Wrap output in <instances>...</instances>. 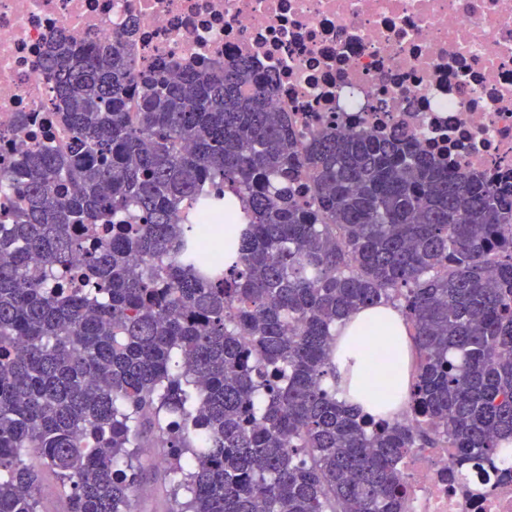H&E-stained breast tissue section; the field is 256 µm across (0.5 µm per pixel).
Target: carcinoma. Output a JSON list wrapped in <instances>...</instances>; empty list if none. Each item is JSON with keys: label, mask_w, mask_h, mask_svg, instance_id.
<instances>
[{"label": "carcinoma", "mask_w": 512, "mask_h": 512, "mask_svg": "<svg viewBox=\"0 0 512 512\" xmlns=\"http://www.w3.org/2000/svg\"><path fill=\"white\" fill-rule=\"evenodd\" d=\"M70 150L0 168V512H128L149 435L169 512H402L410 448L512 451V188L363 132L301 145L267 80L45 54ZM309 169L314 205L297 183ZM391 305L416 430L336 398V327ZM43 512H63L67 508L66 494L56 478L50 473H43L38 487Z\"/></svg>", "instance_id": "obj_1"}]
</instances>
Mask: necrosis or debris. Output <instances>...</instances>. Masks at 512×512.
Wrapping results in <instances>:
<instances>
[{"mask_svg": "<svg viewBox=\"0 0 512 512\" xmlns=\"http://www.w3.org/2000/svg\"><path fill=\"white\" fill-rule=\"evenodd\" d=\"M90 34L139 70L248 60L300 141L362 131L512 185V0H0V159L67 149L43 60ZM448 466L447 449H410L403 512H512V477Z\"/></svg>", "mask_w": 512, "mask_h": 512, "instance_id": "1", "label": "necrosis or debris"}]
</instances>
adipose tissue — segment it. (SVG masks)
Here are the masks:
<instances>
[{
	"label": "adipose tissue",
	"instance_id": "obj_1",
	"mask_svg": "<svg viewBox=\"0 0 512 512\" xmlns=\"http://www.w3.org/2000/svg\"><path fill=\"white\" fill-rule=\"evenodd\" d=\"M368 331L380 342L394 340L398 343L399 373L390 387H382L378 379L368 373V362L360 352V342ZM412 350L408 328L396 309L387 305L360 310L336 338L333 362L339 398L374 415L379 414V406L384 402L399 408L408 398Z\"/></svg>",
	"mask_w": 512,
	"mask_h": 512
}]
</instances>
